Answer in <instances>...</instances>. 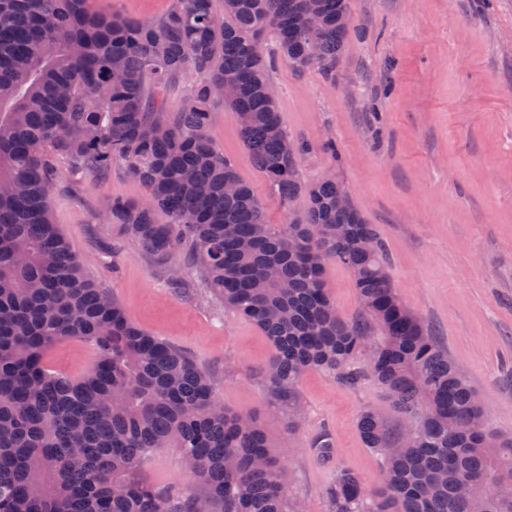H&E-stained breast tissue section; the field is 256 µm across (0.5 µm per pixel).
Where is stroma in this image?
<instances>
[{"mask_svg":"<svg viewBox=\"0 0 512 512\" xmlns=\"http://www.w3.org/2000/svg\"><path fill=\"white\" fill-rule=\"evenodd\" d=\"M173 0H92L94 9L131 19L163 17ZM355 28L336 73L294 72L276 62L281 122L315 148L298 171L312 181L331 174L374 224L403 302L428 326L480 394L491 425L512 434V0H353ZM219 148L263 202L268 219L301 217L305 198L283 207L245 148L237 115L216 106ZM335 153L319 150L324 138ZM141 187L121 169L103 178L60 172L51 196L55 224L89 277L106 288L140 328L189 356L226 407L261 416L285 464L286 493L308 512H327L325 492L337 468L367 487L381 478L379 455L357 430L359 413L382 412L383 392L355 388L317 371L301 381L306 422L288 428L287 400L262 373L274 357L263 332L225 310L191 264L184 285L98 214L112 197L137 200ZM325 283L341 316L353 318V277L331 264ZM95 360L91 345L66 341L49 365L74 378ZM334 444L320 463L311 444L320 432ZM144 475L160 486L201 493L178 449L162 448Z\"/></svg>","mask_w":512,"mask_h":512,"instance_id":"35a3bbf8","label":"stroma"}]
</instances>
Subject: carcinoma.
<instances>
[{"label":"carcinoma","instance_id":"carcinoma-1","mask_svg":"<svg viewBox=\"0 0 512 512\" xmlns=\"http://www.w3.org/2000/svg\"><path fill=\"white\" fill-rule=\"evenodd\" d=\"M174 0L158 21L93 10L90 0H0V512H306L287 509L284 464L257 414L232 411L183 352L135 326L89 278L54 224L61 167L74 178L117 166L143 189L111 198L103 221L170 269L189 256L209 292L255 324L275 349L265 374L295 398L311 370L355 387L374 381L398 414L363 411L358 431L382 459L367 490L346 469L328 512H512V435L492 428L464 371L401 301L373 225L335 178L305 182L312 145L283 129L269 97L275 58L295 72L336 68L352 29L351 0ZM274 52L256 53L264 34ZM195 76L180 112L169 91ZM232 78L237 96L215 93ZM236 112L244 146L284 206L263 203L212 134V105ZM237 184L235 193L224 182ZM169 222L158 224L155 212ZM330 263L354 277L360 310L343 318L324 285ZM96 351L79 379L52 369L48 350ZM179 448L201 494L158 487L142 468ZM333 454L328 433L312 442Z\"/></svg>","mask_w":512,"mask_h":512}]
</instances>
